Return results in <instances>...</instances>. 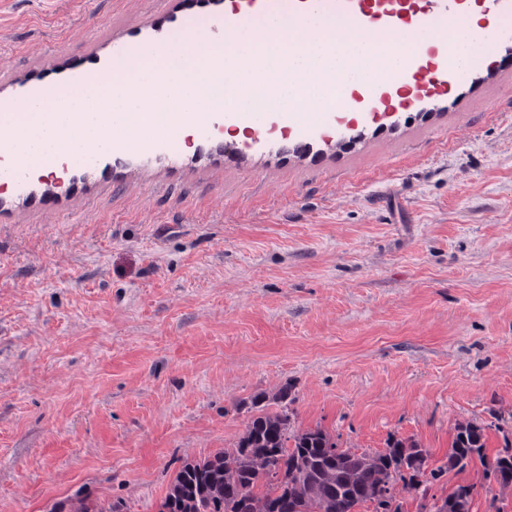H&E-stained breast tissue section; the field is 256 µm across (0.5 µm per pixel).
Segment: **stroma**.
Returning a JSON list of instances; mask_svg holds the SVG:
<instances>
[{
    "label": "stroma",
    "instance_id": "obj_1",
    "mask_svg": "<svg viewBox=\"0 0 512 512\" xmlns=\"http://www.w3.org/2000/svg\"><path fill=\"white\" fill-rule=\"evenodd\" d=\"M224 0H0V103L115 46L223 38ZM211 133L0 183V512L86 497L158 512L185 461L231 447L240 401L292 384L341 448L455 427L512 439V40L465 82L302 139ZM474 488L480 464L430 494Z\"/></svg>",
    "mask_w": 512,
    "mask_h": 512
}]
</instances>
